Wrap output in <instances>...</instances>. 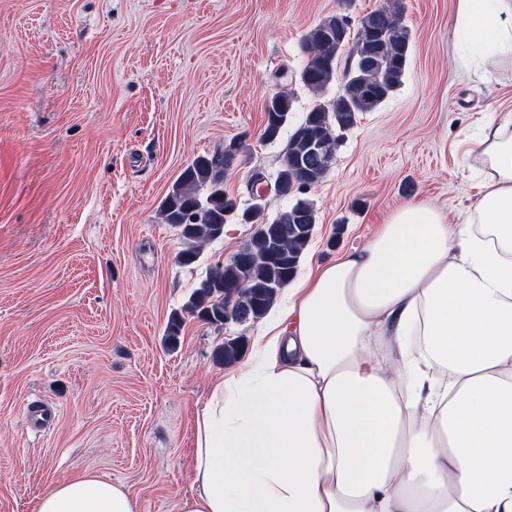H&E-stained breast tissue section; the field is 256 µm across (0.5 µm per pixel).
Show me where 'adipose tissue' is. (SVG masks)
Wrapping results in <instances>:
<instances>
[{
  "label": "adipose tissue",
  "instance_id": "adipose-tissue-1",
  "mask_svg": "<svg viewBox=\"0 0 512 512\" xmlns=\"http://www.w3.org/2000/svg\"><path fill=\"white\" fill-rule=\"evenodd\" d=\"M482 79L512 0H456ZM474 203L408 202L287 289L195 416L183 512H512V113L480 127ZM33 512H139L79 474Z\"/></svg>",
  "mask_w": 512,
  "mask_h": 512
}]
</instances>
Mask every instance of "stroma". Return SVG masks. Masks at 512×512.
Instances as JSON below:
<instances>
[{"instance_id":"35a3bbf8","label":"stroma","mask_w":512,"mask_h":512,"mask_svg":"<svg viewBox=\"0 0 512 512\" xmlns=\"http://www.w3.org/2000/svg\"><path fill=\"white\" fill-rule=\"evenodd\" d=\"M387 2L0 0V512H33L83 472L123 485L140 512H182L196 411L231 371L216 351L260 328L182 307L254 227L225 224L184 266L161 204L195 158L237 141L224 190L250 207L252 174L274 182L315 100L299 79L303 36ZM402 2L403 83L358 116L307 192L317 223L298 275L367 245L410 200L463 211L478 194L466 159L478 128L512 109V69L488 83L463 65L456 0ZM281 90L291 118L266 142L264 104ZM32 403L54 421L30 426Z\"/></svg>"}]
</instances>
